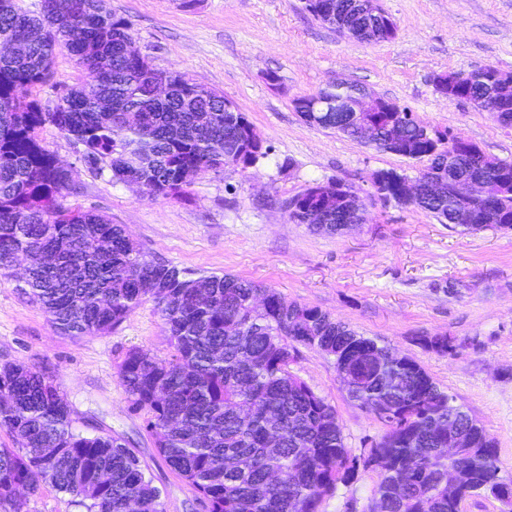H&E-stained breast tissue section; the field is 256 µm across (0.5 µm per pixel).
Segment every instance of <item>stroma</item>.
<instances>
[{
  "mask_svg": "<svg viewBox=\"0 0 512 512\" xmlns=\"http://www.w3.org/2000/svg\"><path fill=\"white\" fill-rule=\"evenodd\" d=\"M378 4L397 34L361 43L316 19L303 0H199L190 10L179 0H108L129 19L136 48L154 68L223 92L263 142L264 157L246 171L202 173L183 196H141L136 186L91 172L80 145L52 125L40 137L72 168L67 206L103 212L152 257L188 273H230L276 289L286 302L318 307L415 359L485 427L503 476H511L512 231L467 233L374 198L377 171L413 178L420 163L310 127L292 101L342 77L408 107L428 127L512 162V128L440 96L431 83L438 73L486 66L512 72V0ZM53 71L33 93L46 110L83 78L64 52ZM270 72L277 84L267 81ZM331 180L366 198L364 223L331 235L290 222L282 202ZM437 335L450 337L452 352L439 355L421 345V337ZM134 347L161 358L171 352L153 302H143L112 332L63 336L12 277L0 276V365L20 363L51 376L77 432L104 430L124 440L160 490L166 512H206L157 454L145 414L127 398L119 365ZM290 369L335 408L344 445L358 464L321 512H369L377 475L362 462L382 424L348 397L332 357L303 347Z\"/></svg>",
  "mask_w": 512,
  "mask_h": 512,
  "instance_id": "stroma-1",
  "label": "stroma"
}]
</instances>
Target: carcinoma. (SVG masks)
Returning <instances> with one entry per match:
<instances>
[{"label":"carcinoma","mask_w":512,"mask_h":512,"mask_svg":"<svg viewBox=\"0 0 512 512\" xmlns=\"http://www.w3.org/2000/svg\"><path fill=\"white\" fill-rule=\"evenodd\" d=\"M30 13L17 0H0V41L20 40L19 56H0V275L19 256L30 258L25 294L47 314L57 333L99 334L117 329L144 299L153 300L174 353L158 358L129 350L120 380L161 456L207 504V512H320L324 499L352 477L335 409L290 372L297 346L335 360L351 380L349 398L375 415L384 433L364 465L377 471L375 512H461L468 497L487 494L512 512V477L501 476L494 442L484 426L449 402L413 358H397L315 306L286 302L273 288L229 273L196 277L152 257L120 224L105 215L68 207L70 180L39 139L53 125L82 145V160L111 180L126 182L130 156L148 148L138 175L155 197L179 196L194 178L265 155L261 139L241 112H226L224 95L183 74L171 77L164 99L144 95L149 76L126 52L131 22L105 0H56ZM337 12L340 28L365 43L396 36L386 14L363 25L353 0H314L310 9ZM68 52L85 79L65 90L52 112L29 98L53 78L52 65ZM512 72L486 67L469 73L454 93L478 110L494 82ZM336 96L330 86L299 96L294 109L316 97ZM137 111L129 124L125 113ZM317 127L361 141L343 112L318 114ZM377 135L371 146L423 164L419 175L466 182L476 174L495 183L512 180V163L490 158L476 167L463 154L433 152L431 136L399 112L368 113ZM402 130L404 149L387 143L389 127ZM307 188L282 202L288 220L336 234V213ZM410 206L440 223L471 232L448 216V201L422 194ZM493 224L512 229V193L489 201ZM54 256L43 263L39 254ZM422 345L440 355L446 336ZM0 428L15 447L0 448V504L27 512L18 487L34 477L76 498L86 512H165L159 490L136 454L110 434L84 436L73 428L69 405L53 379L20 364L0 367ZM467 443V480L448 497V471L457 460L442 453L448 432Z\"/></svg>","instance_id":"1"}]
</instances>
